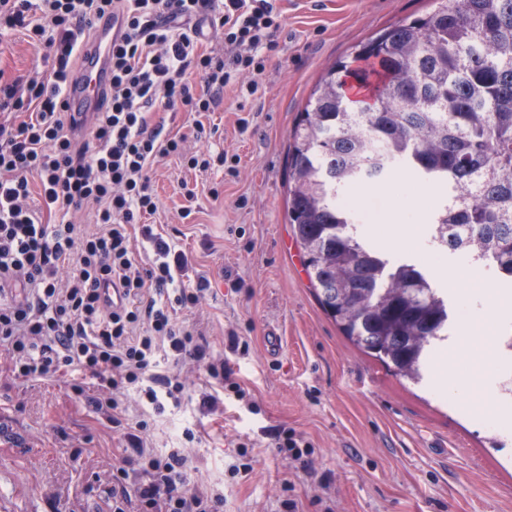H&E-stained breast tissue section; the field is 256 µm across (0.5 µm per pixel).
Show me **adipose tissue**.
Returning <instances> with one entry per match:
<instances>
[{
	"instance_id": "adipose-tissue-1",
	"label": "adipose tissue",
	"mask_w": 512,
	"mask_h": 512,
	"mask_svg": "<svg viewBox=\"0 0 512 512\" xmlns=\"http://www.w3.org/2000/svg\"><path fill=\"white\" fill-rule=\"evenodd\" d=\"M394 219V224L389 225L383 235H375L369 224L363 227L362 232L368 238L378 237L384 246L396 250L409 243L422 244V228L412 223L410 210H396ZM448 286L461 300L463 311L457 341L433 368L434 385L450 401L465 410L483 414L487 411L486 401L478 397L477 391L485 377L493 371L498 354L491 342L477 343L472 336L477 327L512 306V293H503L490 282L480 279L476 273L468 271H450Z\"/></svg>"
}]
</instances>
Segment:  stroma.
Returning <instances> with one entry per match:
<instances>
[{"mask_svg":"<svg viewBox=\"0 0 512 512\" xmlns=\"http://www.w3.org/2000/svg\"><path fill=\"white\" fill-rule=\"evenodd\" d=\"M277 5V48L255 93L228 85L223 105L199 119L200 137L192 114L152 116L165 134L187 137L185 156L154 163L158 209L143 218L188 256L184 287L203 290L196 307L175 317L202 334L247 397L208 406L200 370L179 367L182 405L146 437L157 448L185 449L197 465L190 484L223 491V512H286L288 499L301 512H512V422L493 417L506 362L486 380L487 420L395 376L322 312L287 217L289 136L321 75L361 42L434 9L435 0ZM46 53L23 31L0 34V78L44 69ZM196 154L211 157L208 170L188 167ZM361 200L373 203L383 230L401 205L413 206L411 220L421 223L435 197L401 176ZM272 331L281 338L275 356L265 345ZM233 334L247 352L230 349ZM79 376L17 379L0 356V512H112V468L136 431V398H125L126 418L114 429L93 408L94 389L74 391ZM187 428L194 441L184 439ZM281 428L309 446L310 470L277 448Z\"/></svg>","mask_w":512,"mask_h":512,"instance_id":"obj_1","label":"stroma"}]
</instances>
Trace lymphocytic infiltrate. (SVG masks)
<instances>
[{
    "label": "lymphocytic infiltrate",
    "instance_id": "f902f5d3",
    "mask_svg": "<svg viewBox=\"0 0 512 512\" xmlns=\"http://www.w3.org/2000/svg\"><path fill=\"white\" fill-rule=\"evenodd\" d=\"M114 17L123 25L109 87L83 128L66 101L83 57L77 35ZM198 18L223 29V53L199 50ZM18 27L53 56L25 82L0 85V349L12 375L77 368L95 381L103 413L120 410L131 393L158 414L180 405L184 386L172 363H195L205 385L223 387V361L173 317L202 297L181 285L187 256L146 227L153 259L137 264L129 229L157 209L152 160L183 151L182 138H161L149 112L215 111L225 87L244 76L255 92L251 78L263 72L280 28L273 0H0V32ZM83 208L94 213L93 231L70 220ZM110 286L123 291L119 307L100 293ZM129 442L131 455L112 474L114 512H220L223 495L186 488L189 456L135 436Z\"/></svg>",
    "mask_w": 512,
    "mask_h": 512
}]
</instances>
